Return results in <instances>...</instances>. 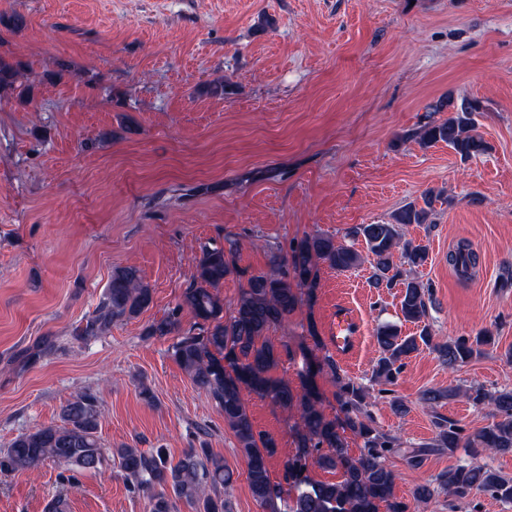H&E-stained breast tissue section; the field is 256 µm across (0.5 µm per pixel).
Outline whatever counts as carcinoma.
I'll list each match as a JSON object with an SVG mask.
<instances>
[{
    "label": "carcinoma",
    "mask_w": 512,
    "mask_h": 512,
    "mask_svg": "<svg viewBox=\"0 0 512 512\" xmlns=\"http://www.w3.org/2000/svg\"><path fill=\"white\" fill-rule=\"evenodd\" d=\"M427 111L446 112L448 119L429 123L414 133L421 147L445 143L463 160L490 150L488 143L474 134L475 115L483 111L478 100L448 94L429 104ZM441 198V193L429 190L423 194V205L410 203L394 213L388 223L359 224L350 231L366 244L371 285L376 289L400 287L401 318L419 327L418 332L406 336L393 324L378 328L379 357L367 385L340 374L332 355L319 358L310 351L303 353L302 395H297L288 379L273 375L282 357L290 355V349L285 342L275 344L269 332L287 321L299 304L314 301L322 266L348 271L364 262L361 254L336 244L329 235L303 237L292 246L290 256L272 255L271 270L257 273L238 266L235 242H228L226 249L203 246L195 261L192 282L178 304V309L186 307L193 314V327L178 332L179 322L173 314L146 327L145 335L149 337L177 334L171 355L192 383L224 413V424L233 431L246 459L251 495L262 507L272 512H413L414 506L426 505L445 494L449 497L448 509L455 512L458 503L475 490L512 504V478L479 460L484 452L512 453V390L491 391L473 384L425 391L421 402L431 407L442 400L463 397L473 407L486 410L492 422L466 436L457 422L437 413L433 416L434 436L411 451L402 448L398 437L377 429L369 410L373 405L370 386H380L381 393L391 392L390 386L399 379L406 358L421 347L437 353L442 364L455 371L495 345L494 333L488 328L473 336L434 341L427 323L433 296L430 284L417 277L404 278L398 269L400 264L419 268L427 262V246L404 238V228L432 223L434 203ZM477 262V254L467 242H459L448 251V266L462 280L471 277ZM231 274L245 277L247 282L226 318L217 288ZM151 303L152 290L139 269L117 268L92 315L73 329V338L102 336L113 322L135 318ZM57 349V337L45 334L15 352L11 361L28 367ZM324 370L336 385L339 415L333 418L325 414L315 384V375ZM245 390L284 410L299 408L294 454L285 461L280 482L271 479L269 470L277 441L254 429L243 399ZM100 418L97 394H76L62 407L60 423L23 432L10 442L8 449L0 453V472H26L52 460L64 467L60 478L73 483L77 476L99 471L113 459L128 491L147 496L149 512H175L180 502L195 512H232L230 501L224 497L231 474L224 469V459L207 442H199L176 462L170 460L165 448L144 449L135 444L107 448L98 435ZM347 431L362 440L364 451L357 457L349 452ZM459 448L472 449V460L448 467L432 484L416 486L412 504L395 497L397 473L386 464L388 456L400 453L415 469L431 452L446 449L452 455ZM315 464L341 471V480L312 481L309 469ZM285 484L295 490L290 501L283 497Z\"/></svg>",
    "instance_id": "obj_1"
}]
</instances>
